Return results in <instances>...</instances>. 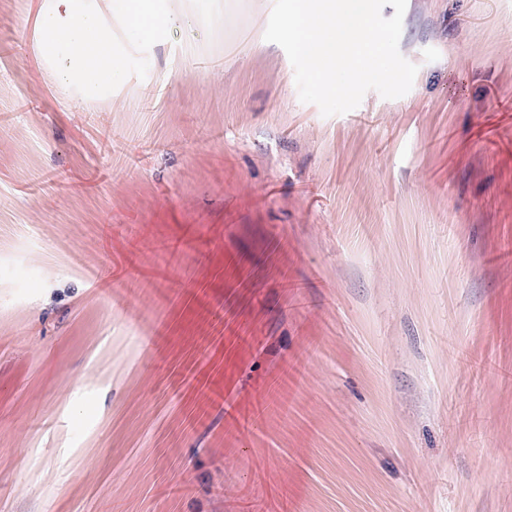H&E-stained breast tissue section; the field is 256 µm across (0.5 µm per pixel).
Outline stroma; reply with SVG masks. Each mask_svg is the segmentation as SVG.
I'll return each mask as SVG.
<instances>
[{"mask_svg":"<svg viewBox=\"0 0 512 512\" xmlns=\"http://www.w3.org/2000/svg\"><path fill=\"white\" fill-rule=\"evenodd\" d=\"M260 1L87 95L0 0V512H512V0L330 117Z\"/></svg>","mask_w":512,"mask_h":512,"instance_id":"obj_1","label":"stroma"}]
</instances>
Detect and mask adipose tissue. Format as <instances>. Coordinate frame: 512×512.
Masks as SVG:
<instances>
[{
  "mask_svg": "<svg viewBox=\"0 0 512 512\" xmlns=\"http://www.w3.org/2000/svg\"><path fill=\"white\" fill-rule=\"evenodd\" d=\"M40 24L50 56L69 61L62 81H71L78 74L86 86L94 87L121 75V48L94 11H74L65 22L53 11L43 14Z\"/></svg>",
  "mask_w": 512,
  "mask_h": 512,
  "instance_id": "1",
  "label": "adipose tissue"
}]
</instances>
